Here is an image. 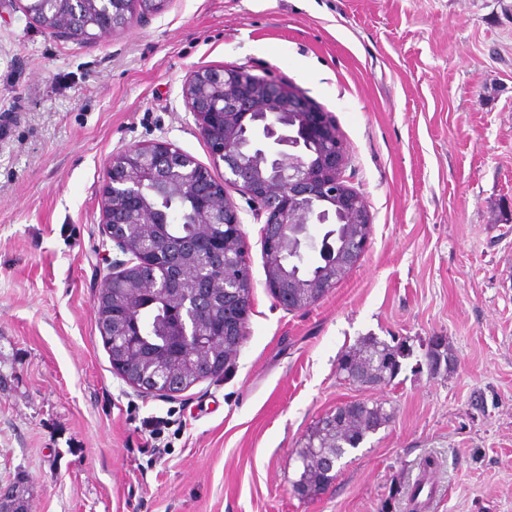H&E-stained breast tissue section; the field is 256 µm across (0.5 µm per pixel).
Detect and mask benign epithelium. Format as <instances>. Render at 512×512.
Listing matches in <instances>:
<instances>
[{"label": "benign epithelium", "mask_w": 512, "mask_h": 512, "mask_svg": "<svg viewBox=\"0 0 512 512\" xmlns=\"http://www.w3.org/2000/svg\"><path fill=\"white\" fill-rule=\"evenodd\" d=\"M119 0H26L25 11L33 22L50 33L71 39L66 22L72 13L81 11L86 20L81 41L100 37L132 27L141 19L140 13L117 15ZM188 108L193 112L210 154L224 161V182L236 186L252 205L256 219H265L262 242L268 244L269 259L267 287L278 304L289 311L306 309L336 287L346 271L364 254L371 234L372 217L363 198L353 190L345 177L344 146L324 112L310 108L305 99L291 88L255 76L243 68H199L189 77L183 88ZM224 113V138L217 141V131L210 128L204 117L210 112ZM249 120L255 158L244 162L236 155V129ZM180 160V151L170 143L134 146L113 157L109 176L101 194L102 230L124 255L112 262V273L107 277L96 301L97 320L112 344L121 342L113 332L115 314L120 308L128 312L126 300L141 286L129 281V273L136 264L151 261L181 269L196 261L205 264L206 253L181 243L162 244L160 229L166 223L165 212L158 209L139 210L129 223L139 229L137 244L131 246L113 235L120 201L125 197H139L151 185H162L169 167ZM213 196L200 209L202 228L206 233L219 227L224 230L226 261L244 259L245 235L235 204L225 195L224 188H213ZM339 220L342 224H357L358 231L347 236L341 247L331 238L315 242L308 236V225ZM287 241L297 253L311 248L329 258V276L320 281L299 285L274 260L276 246ZM152 289L159 300L170 307L183 310L190 305L197 290H189L185 277L175 281H154ZM210 292L234 295V321L224 328V334L211 338L225 344L234 342L227 359L241 347L246 336L250 311L251 283L240 275L239 285L233 290L216 282ZM173 334L180 337L173 351L158 356L144 350L138 353V362L126 358H112L114 370L130 386L142 393L173 397L181 392L186 379L176 377L169 363L178 361L195 368L200 357L206 355L208 343L191 344V334L176 327Z\"/></svg>", "instance_id": "benign-epithelium-1"}]
</instances>
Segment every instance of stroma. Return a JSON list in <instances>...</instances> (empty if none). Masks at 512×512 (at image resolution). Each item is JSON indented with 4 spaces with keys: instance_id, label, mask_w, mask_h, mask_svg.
Here are the masks:
<instances>
[{
    "instance_id": "stroma-1",
    "label": "stroma",
    "mask_w": 512,
    "mask_h": 512,
    "mask_svg": "<svg viewBox=\"0 0 512 512\" xmlns=\"http://www.w3.org/2000/svg\"><path fill=\"white\" fill-rule=\"evenodd\" d=\"M24 4L0 0V491L21 512H512V0H167L82 44ZM202 66L292 85L327 113L370 243L324 298L286 310L263 224L225 183L247 242L246 338L219 376L145 395L98 328L117 255L100 195L113 156L157 142L223 181L183 97ZM365 336L409 349L388 385L337 372ZM433 336L456 357L438 375ZM355 400L391 421L296 495L309 430ZM428 458L435 493L414 507Z\"/></svg>"
}]
</instances>
